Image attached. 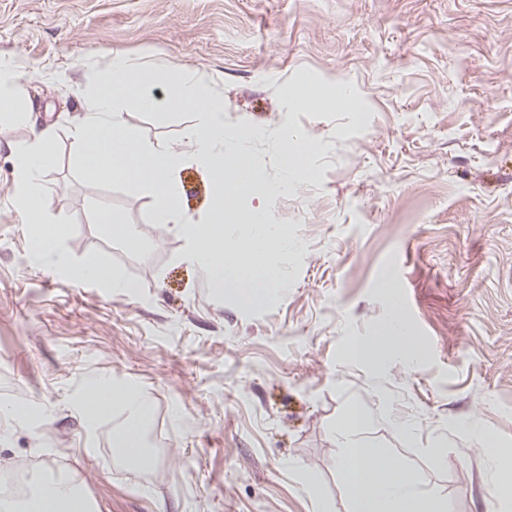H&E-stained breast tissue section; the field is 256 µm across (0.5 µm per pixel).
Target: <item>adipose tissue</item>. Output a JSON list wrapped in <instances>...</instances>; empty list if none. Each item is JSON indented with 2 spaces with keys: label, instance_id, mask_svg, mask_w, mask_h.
I'll list each match as a JSON object with an SVG mask.
<instances>
[{
  "label": "adipose tissue",
  "instance_id": "adipose-tissue-1",
  "mask_svg": "<svg viewBox=\"0 0 512 512\" xmlns=\"http://www.w3.org/2000/svg\"><path fill=\"white\" fill-rule=\"evenodd\" d=\"M53 143L52 128H35L26 144L14 148L13 169L20 206H28L50 167ZM118 406L127 419L114 434L117 446L139 449L138 470L152 469L156 459L144 449L141 429V421L151 408L147 394L136 388L117 389L101 381L82 393L77 413L89 424ZM366 420L363 409L353 405L338 427L345 448L338 468L348 491L350 512H447L445 501L420 491L392 456L361 440ZM15 512H97V506L84 492L74 493L69 487L57 485L33 489Z\"/></svg>",
  "mask_w": 512,
  "mask_h": 512
}]
</instances>
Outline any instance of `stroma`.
<instances>
[{
	"label": "stroma",
	"mask_w": 512,
	"mask_h": 512,
	"mask_svg": "<svg viewBox=\"0 0 512 512\" xmlns=\"http://www.w3.org/2000/svg\"><path fill=\"white\" fill-rule=\"evenodd\" d=\"M116 53L202 81L226 131L262 128L249 154L265 182L283 177L285 132L313 144L292 195L235 203L296 242L269 257L282 297L217 291L154 223L148 191L84 173L70 130ZM0 60L17 65L29 113L0 117V404L53 414L5 423L0 479L73 470L99 512H349L331 428L355 404L368 445L447 512H512V469H490L461 434L472 423L512 451V0H0ZM124 113L172 148L196 119L132 102ZM34 125L55 131L33 204L65 228L64 269L34 257L14 197L11 149ZM177 184L187 214L209 208L205 166L185 164ZM104 207L138 226L142 253L106 232ZM90 258L130 289L76 279ZM396 314L416 360L397 348L379 371L354 359ZM102 379L151 394V470L123 467L122 409L80 422L77 400Z\"/></svg>",
	"instance_id": "stroma-1"
}]
</instances>
